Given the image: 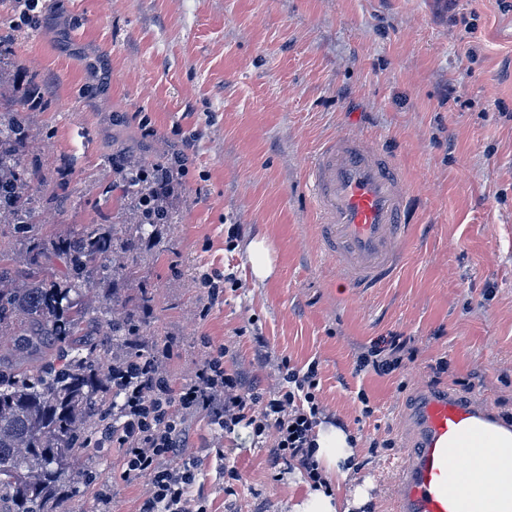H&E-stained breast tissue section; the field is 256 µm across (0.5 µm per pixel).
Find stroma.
<instances>
[{"label": "stroma", "mask_w": 512, "mask_h": 512, "mask_svg": "<svg viewBox=\"0 0 512 512\" xmlns=\"http://www.w3.org/2000/svg\"><path fill=\"white\" fill-rule=\"evenodd\" d=\"M13 3L0 0L14 23L0 109L36 100L34 238L116 225L122 266L93 293L129 299L140 345L173 385L219 348L260 392L282 385V359L316 363L327 420L359 447L332 490L365 488V512H393L421 387L483 398L512 427V0H40L18 14ZM345 133L393 154L411 196L402 269L367 292L345 288L320 251L304 183L315 149ZM176 151L187 167L171 217L138 235L112 159L147 166ZM254 235L275 249L263 285L240 260ZM391 335L414 359L387 376L357 371L362 348ZM187 425L208 512H290L307 493L299 469L272 465L273 437L224 432L202 410ZM70 469L71 512H138L147 494L108 438Z\"/></svg>", "instance_id": "1"}]
</instances>
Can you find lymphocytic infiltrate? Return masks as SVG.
<instances>
[{"mask_svg":"<svg viewBox=\"0 0 512 512\" xmlns=\"http://www.w3.org/2000/svg\"><path fill=\"white\" fill-rule=\"evenodd\" d=\"M407 352L402 337L383 336L360 352L357 368L389 375L400 368ZM280 369L285 384L277 392H250L242 374L226 372L221 358L215 357L197 370L193 381L175 389L158 371L154 357H147L142 378L119 413L125 473L146 478L149 484L139 512H194L191 488L198 461L186 453L185 421L173 415L175 404L205 410L227 433L243 424L255 436L273 435L274 460L295 463L312 484H324L313 443L324 414L317 366L312 363L302 370L285 359Z\"/></svg>","mask_w":512,"mask_h":512,"instance_id":"f902f5d3","label":"lymphocytic infiltrate"}]
</instances>
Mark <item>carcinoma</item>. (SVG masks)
<instances>
[{"label":"carcinoma","mask_w":512,"mask_h":512,"mask_svg":"<svg viewBox=\"0 0 512 512\" xmlns=\"http://www.w3.org/2000/svg\"><path fill=\"white\" fill-rule=\"evenodd\" d=\"M30 104L0 111V222L34 231L29 197L41 185L29 162ZM185 163L157 162L143 174L118 159L116 173L140 213V225L169 219L162 178ZM115 227L88 224L49 246L36 244L17 267L0 262V512H70L60 496L69 459L97 441L99 423L117 416L139 376L140 325L125 311L97 329L82 286L114 270ZM61 261L57 274L47 251ZM127 348L116 361L114 346Z\"/></svg>","instance_id":"carcinoma-1"}]
</instances>
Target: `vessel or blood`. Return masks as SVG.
I'll return each mask as SVG.
<instances>
[{
	"label": "vessel or blood",
	"instance_id": "vessel-or-blood-1",
	"mask_svg": "<svg viewBox=\"0 0 512 512\" xmlns=\"http://www.w3.org/2000/svg\"><path fill=\"white\" fill-rule=\"evenodd\" d=\"M306 184L315 238L341 280L357 290L395 279L411 235L408 184L386 152L367 139L339 135L310 159ZM474 406L447 393H426L416 410L417 445L396 464L395 512H450L443 478L448 436Z\"/></svg>",
	"mask_w": 512,
	"mask_h": 512
}]
</instances>
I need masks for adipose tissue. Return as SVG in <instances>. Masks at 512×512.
I'll return each instance as SVG.
<instances>
[{
    "instance_id": "adipose-tissue-1",
    "label": "adipose tissue",
    "mask_w": 512,
    "mask_h": 512,
    "mask_svg": "<svg viewBox=\"0 0 512 512\" xmlns=\"http://www.w3.org/2000/svg\"><path fill=\"white\" fill-rule=\"evenodd\" d=\"M315 458L327 474L346 479L357 457L348 429L319 424L314 433ZM454 463L446 489L453 512H512V428L484 417L464 421L448 437ZM367 499L363 488L340 498L331 489L310 488L293 512H355Z\"/></svg>"
}]
</instances>
